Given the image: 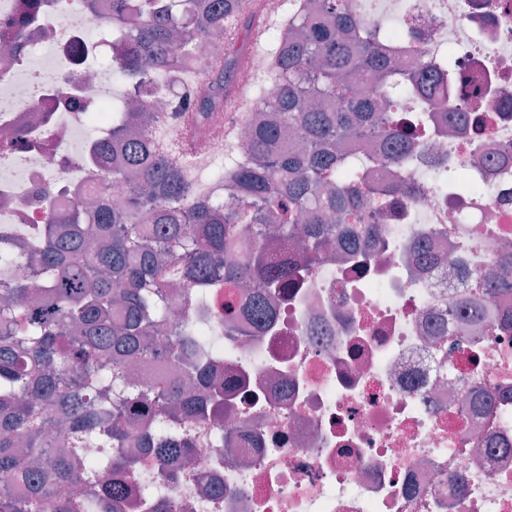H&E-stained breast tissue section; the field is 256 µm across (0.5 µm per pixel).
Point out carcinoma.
<instances>
[{
    "instance_id": "obj_1",
    "label": "carcinoma",
    "mask_w": 512,
    "mask_h": 512,
    "mask_svg": "<svg viewBox=\"0 0 512 512\" xmlns=\"http://www.w3.org/2000/svg\"><path fill=\"white\" fill-rule=\"evenodd\" d=\"M45 2L32 0L12 24L6 53L31 40L30 15ZM233 21L247 28L254 12L240 0H112L106 24L127 32L113 79L134 101L166 91L167 125L188 116L206 127L233 98L243 59L225 50L200 88L185 76L204 61L202 41L225 37ZM279 30L291 37H274L268 60L278 95L235 142L239 159L218 175L222 199L186 180L190 160L180 143L159 148L143 112H127L112 127V144L92 151L93 205L49 209L34 228L37 249L30 236L0 235V479L11 481L0 485V512H46L50 495L53 512H121L152 483V470L123 452L136 419L146 423L148 458L183 463L210 418L224 412V376L200 356L208 336L189 321L166 322L168 286L262 281L268 291L247 303L262 328L276 294L322 263L369 201L366 175L349 170L340 148L365 128L377 129L380 150L397 161L417 147L397 126L394 98L366 95L358 82L418 95L434 67L416 78L398 69L399 42L371 31L348 0H319L314 10L297 0ZM481 121L448 111L454 128ZM128 186L134 196L114 208L113 193ZM245 239L255 247L243 268L236 254ZM32 254L31 278L6 277ZM152 361L176 366L182 382L130 379L129 365ZM92 444L108 457H88ZM76 471L80 494L69 484Z\"/></svg>"
}]
</instances>
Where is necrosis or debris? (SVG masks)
Here are the masks:
<instances>
[{
  "label": "necrosis or debris",
  "instance_id": "4bbe7bcc",
  "mask_svg": "<svg viewBox=\"0 0 512 512\" xmlns=\"http://www.w3.org/2000/svg\"><path fill=\"white\" fill-rule=\"evenodd\" d=\"M112 0L74 12L54 0L42 33L17 59L0 60V233L43 223L48 203L90 196L95 169L81 158L112 136L126 89L102 51L123 39L103 31ZM368 27L398 22L421 60L455 57L449 97L477 105L478 136H445L444 110L401 98L399 114L423 144L372 168L384 186L406 181L414 200L375 197L359 221L380 241L314 266L274 301L260 335L224 329V291L192 299L184 317L224 351L219 369L239 385V406L195 448L192 477L154 468L155 497L188 512H512V327L462 325L464 305L512 314V292L483 297V277L512 245V0H373ZM488 164L473 165V155ZM450 172L438 182L434 169ZM477 185L478 196L461 192ZM53 188L42 201L41 186ZM464 239L479 241L464 253ZM441 257L415 266L418 251ZM485 403L470 404L473 393ZM239 436L237 447L225 434Z\"/></svg>",
  "mask_w": 512,
  "mask_h": 512
}]
</instances>
